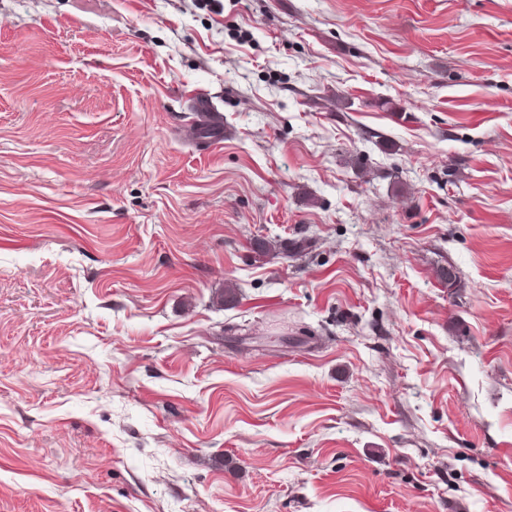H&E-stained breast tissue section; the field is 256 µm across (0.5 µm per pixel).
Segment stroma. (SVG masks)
Instances as JSON below:
<instances>
[{
	"label": "stroma",
	"mask_w": 512,
	"mask_h": 512,
	"mask_svg": "<svg viewBox=\"0 0 512 512\" xmlns=\"http://www.w3.org/2000/svg\"><path fill=\"white\" fill-rule=\"evenodd\" d=\"M0 512H512V0H0ZM191 108L197 116V122L205 124L214 133L208 139L201 141L210 145L219 143L224 137V123L212 100L205 94L196 93L191 98Z\"/></svg>",
	"instance_id": "35a3bbf8"
}]
</instances>
